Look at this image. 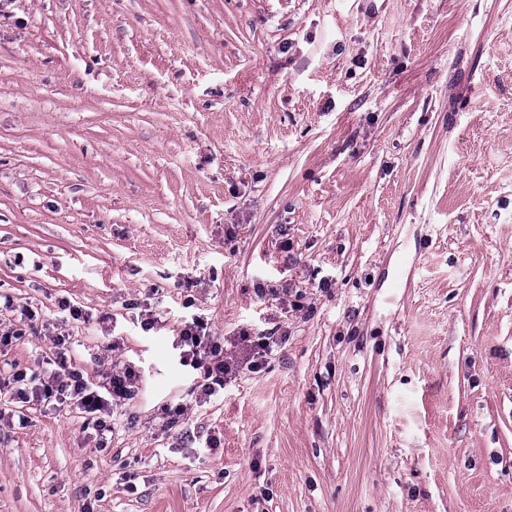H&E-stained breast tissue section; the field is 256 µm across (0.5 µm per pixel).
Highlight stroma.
<instances>
[{
	"instance_id": "35a3bbf8",
	"label": "stroma",
	"mask_w": 512,
	"mask_h": 512,
	"mask_svg": "<svg viewBox=\"0 0 512 512\" xmlns=\"http://www.w3.org/2000/svg\"><path fill=\"white\" fill-rule=\"evenodd\" d=\"M0 291L140 377L0 512H512V0H0ZM191 313L283 341L203 400Z\"/></svg>"
}]
</instances>
